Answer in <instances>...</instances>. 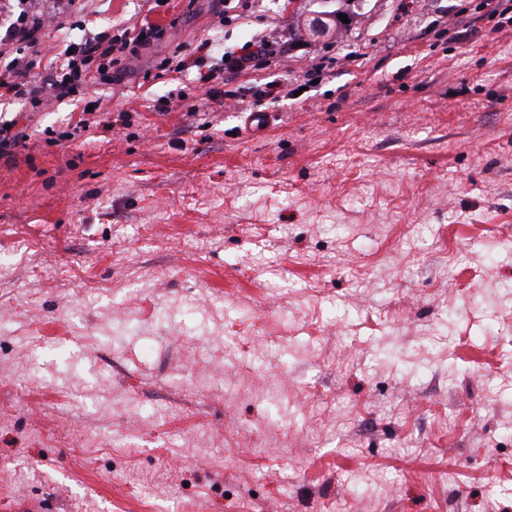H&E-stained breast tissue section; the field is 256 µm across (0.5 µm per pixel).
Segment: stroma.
Returning <instances> with one entry per match:
<instances>
[{"mask_svg":"<svg viewBox=\"0 0 512 512\" xmlns=\"http://www.w3.org/2000/svg\"><path fill=\"white\" fill-rule=\"evenodd\" d=\"M336 7L91 0L52 43L167 41L0 97L31 117L0 159V512H512V0H356L312 35ZM89 119H79L74 125H68L65 130H54L46 128L44 135H49L47 142L58 144L62 141H69L79 138L91 128Z\"/></svg>","mask_w":512,"mask_h":512,"instance_id":"obj_1","label":"stroma"}]
</instances>
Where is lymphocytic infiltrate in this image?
<instances>
[{
	"label": "lymphocytic infiltrate",
	"mask_w": 512,
	"mask_h": 512,
	"mask_svg": "<svg viewBox=\"0 0 512 512\" xmlns=\"http://www.w3.org/2000/svg\"><path fill=\"white\" fill-rule=\"evenodd\" d=\"M41 0H0V20L6 29L0 35V90L26 96L32 105L80 93L87 83L111 85L121 80L127 62L162 41L164 27L146 23L124 30L120 37L100 33L74 45L72 52L57 56L48 79L29 78L32 63L25 53L38 49L51 18H63L86 9L88 0H53L45 10Z\"/></svg>",
	"instance_id": "f902f5d3"
}]
</instances>
